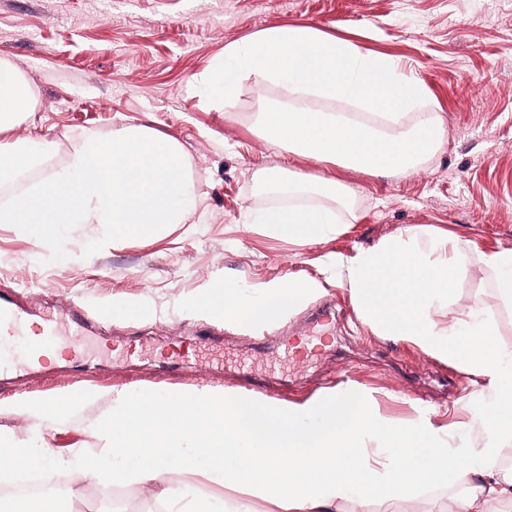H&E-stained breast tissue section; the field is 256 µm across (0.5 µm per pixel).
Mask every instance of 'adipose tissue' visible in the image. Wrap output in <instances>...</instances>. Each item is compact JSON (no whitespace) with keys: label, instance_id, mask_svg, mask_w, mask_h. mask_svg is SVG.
Masks as SVG:
<instances>
[{"label":"adipose tissue","instance_id":"ef3b65f1","mask_svg":"<svg viewBox=\"0 0 512 512\" xmlns=\"http://www.w3.org/2000/svg\"><path fill=\"white\" fill-rule=\"evenodd\" d=\"M34 112L32 92L19 71L0 60V131ZM327 207L288 204L255 214L305 242L326 235L342 214H354L352 192L325 180ZM495 277L496 306L512 308V249L483 255ZM468 263L459 238L403 230L381 240L367 260L336 256L329 266L347 288L363 322L383 335L418 345L425 352L463 364L482 385L489 406L478 418L485 442L449 449L436 430L419 420L386 416L373 393L357 387L321 400L281 405L242 390H192L157 399L144 393L90 426L98 448L56 455L49 443L23 444L0 452V470L66 468L74 480L136 483L166 505V512H342L343 493L359 487V506L378 492L407 502L416 479L461 484L452 512H512V475L499 460L512 451V346L500 344L492 309L475 301L450 309L455 279ZM318 283L274 280L260 284V299L230 282L196 297L199 313L255 321L273 327L314 294ZM316 416L320 430L305 421ZM394 449L389 464L382 449Z\"/></svg>","mask_w":512,"mask_h":512}]
</instances>
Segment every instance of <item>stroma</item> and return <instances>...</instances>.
Here are the masks:
<instances>
[{
  "label": "stroma",
  "instance_id": "obj_1",
  "mask_svg": "<svg viewBox=\"0 0 512 512\" xmlns=\"http://www.w3.org/2000/svg\"><path fill=\"white\" fill-rule=\"evenodd\" d=\"M281 24H309L406 64L427 90L426 111L443 121L432 160L401 177H373L277 149L254 132L262 105L290 101L275 82L243 81L229 101H209L201 86L225 47ZM0 59L31 85L36 109L0 142L54 144L14 188H0V202L56 177L86 137L126 124L175 137L198 196L187 223L89 257L84 247L103 227L78 225L67 259L54 263L32 235L0 224V290L31 284L19 297L29 319H59L64 340L84 341L81 353L65 350L63 363L38 369L25 361L26 339L0 344V448L35 441V419L8 411L20 396L36 404L92 392L54 428L51 445L65 456L97 446L87 426L120 400L255 386L290 404L357 386L377 393L388 417L420 418L458 444L482 445L468 420L487 399L465 366L363 324L326 267L404 228L439 229L468 246L454 306L495 303L481 257L512 248V0H0ZM274 167L349 185L358 221L305 243L246 223L247 213L288 202L256 177ZM224 279L248 295L281 279L315 280L322 291L250 346L248 325L193 309L197 293ZM286 336L300 344L298 358H284Z\"/></svg>",
  "mask_w": 512,
  "mask_h": 512
}]
</instances>
